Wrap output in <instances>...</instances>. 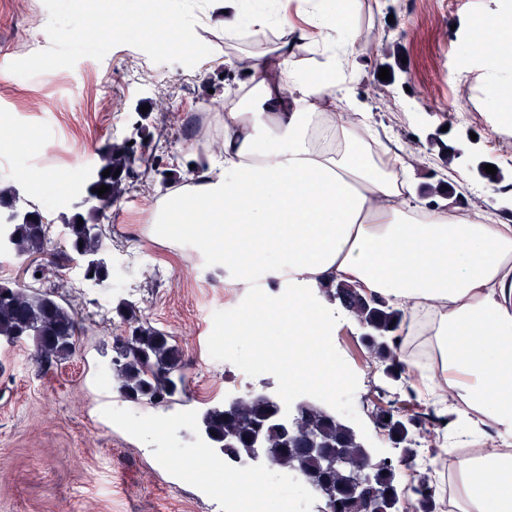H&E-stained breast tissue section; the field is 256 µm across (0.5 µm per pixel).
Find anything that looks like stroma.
<instances>
[{
  "label": "stroma",
  "mask_w": 512,
  "mask_h": 512,
  "mask_svg": "<svg viewBox=\"0 0 512 512\" xmlns=\"http://www.w3.org/2000/svg\"><path fill=\"white\" fill-rule=\"evenodd\" d=\"M150 0H0V60L15 72L0 82V134L22 132L26 141H0V183L44 206L57 219L59 202L79 201L81 175L90 174L108 141L143 124L151 137L143 169L128 193L108 213L103 233L112 254L114 280L122 289L74 292V271L45 270V285L61 287L80 316L90 318L77 355L45 368L27 344H0V512H228L215 488L223 469L206 470L168 455L167 430L159 418L225 403L226 382H241L240 365L261 352L253 337L224 335V254L201 253L193 244L169 240L147 218L166 190L184 182L186 164L204 143L199 116L224 110L250 75L239 58L262 57L283 40L273 28L260 37L227 44L212 23L211 0H173L192 40L188 49L161 50L140 25ZM480 0H364L361 72L351 91L357 111L402 150L418 192L446 209L482 214L512 198V141L495 144L496 130L484 115L491 108L480 90L479 71L462 72L456 58L463 27ZM119 23L112 39L91 41L103 25ZM64 31L70 39L56 42ZM389 79H379L381 68ZM495 166L499 179L479 176L477 164ZM465 173L448 177L449 166ZM52 172L54 181L32 176ZM129 300L151 323L176 337L189 383L172 407L138 405V428L129 430L116 407L117 394L99 370L121 334L116 306ZM329 342L355 376L354 424L370 435V392L401 406L402 383L387 378L363 341V328L340 313ZM385 456L411 455L402 479H424L453 496L455 473L466 451L451 449L440 471L424 468L422 449H405L389 437Z\"/></svg>",
  "instance_id": "obj_1"
}]
</instances>
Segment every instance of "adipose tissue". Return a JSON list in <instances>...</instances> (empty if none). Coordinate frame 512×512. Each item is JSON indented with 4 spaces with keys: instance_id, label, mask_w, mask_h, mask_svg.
<instances>
[{
    "instance_id": "ef3b65f1",
    "label": "adipose tissue",
    "mask_w": 512,
    "mask_h": 512,
    "mask_svg": "<svg viewBox=\"0 0 512 512\" xmlns=\"http://www.w3.org/2000/svg\"><path fill=\"white\" fill-rule=\"evenodd\" d=\"M229 37L276 26L274 58L253 61L256 106L224 112L223 166L188 169L185 184L148 221L208 248L233 244L224 285L246 289L243 336L269 337L285 384L334 390L346 376L328 350L321 317L335 279L385 297L405 313L404 338L427 337V360H409L415 388L439 416L437 430L492 432L498 445L464 460L459 512H512V214L469 221L421 200L397 173V152L367 123L320 102L348 96L362 0H300L299 19L276 0L246 12L217 0ZM481 44L488 99L512 112V0H482L468 24ZM317 54L300 65L296 52Z\"/></svg>"
}]
</instances>
